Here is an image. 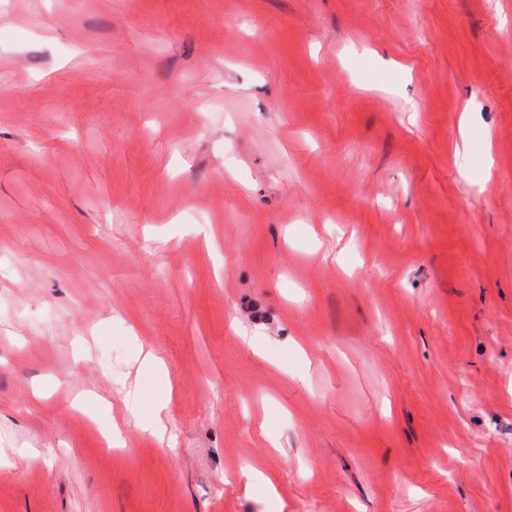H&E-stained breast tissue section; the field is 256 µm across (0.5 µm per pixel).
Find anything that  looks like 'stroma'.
<instances>
[{"mask_svg":"<svg viewBox=\"0 0 512 512\" xmlns=\"http://www.w3.org/2000/svg\"><path fill=\"white\" fill-rule=\"evenodd\" d=\"M255 467L512 512V0H0V512H274Z\"/></svg>","mask_w":512,"mask_h":512,"instance_id":"1","label":"stroma"}]
</instances>
